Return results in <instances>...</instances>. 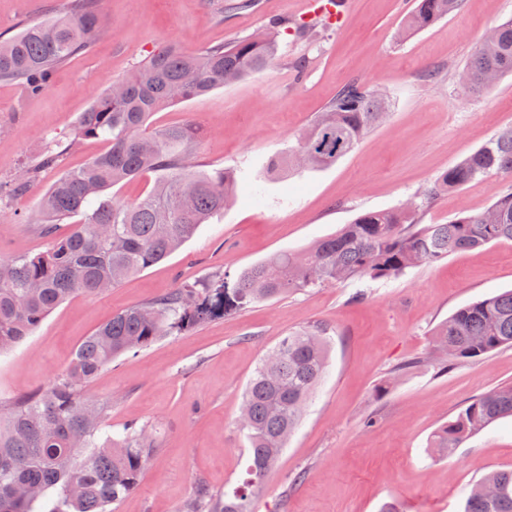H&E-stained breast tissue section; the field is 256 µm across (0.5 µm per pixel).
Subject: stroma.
<instances>
[{
    "instance_id": "35a3bbf8",
    "label": "stroma",
    "mask_w": 512,
    "mask_h": 512,
    "mask_svg": "<svg viewBox=\"0 0 512 512\" xmlns=\"http://www.w3.org/2000/svg\"><path fill=\"white\" fill-rule=\"evenodd\" d=\"M98 0L100 33L61 64L33 96L0 82V258L36 254L48 239L36 224L40 197L60 171L106 148L85 140L59 168L39 169L50 142H69L81 112L153 52L229 44L274 20H301L302 0ZM67 0H0V37L58 16ZM407 0H349L342 24L278 37L264 73L156 112L162 126L200 130L202 169L237 173L235 199L179 251L99 296L76 294L24 341L0 355V404L46 388L65 373L80 343L113 314L185 285L220 283L273 253L302 250L357 215L420 199L436 178L512 127V75L481 96L461 72L512 0H463L460 10L398 39ZM435 80H426L427 69ZM387 97L389 117L336 164L284 176L270 162L287 155L345 85ZM35 169L24 191L18 173ZM512 178L478 179L425 205L421 220L443 224L487 208ZM512 289V242L449 255L388 281L362 278L309 288L253 305L120 356L86 387L105 410L103 428L128 424L154 435L137 489L114 512H183L197 486L220 495L245 475L236 419L263 355L288 332L320 325L330 341L328 374L254 499V512H461L472 486L512 469V419L496 422L447 458L431 455L432 433L473 399L512 383V348L457 362L427 363L431 331L458 308ZM419 368L398 373L408 360Z\"/></svg>"
}]
</instances>
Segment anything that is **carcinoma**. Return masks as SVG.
Here are the masks:
<instances>
[{
	"label": "carcinoma",
	"instance_id": "obj_1",
	"mask_svg": "<svg viewBox=\"0 0 512 512\" xmlns=\"http://www.w3.org/2000/svg\"><path fill=\"white\" fill-rule=\"evenodd\" d=\"M461 5L462 0H419L399 37L432 26ZM279 27L273 21L261 37L197 53L167 45L127 78L113 82L82 113L74 138L103 139L108 148L83 168L61 173L41 198L38 214L50 237L46 250L0 259V353L32 335L71 295L99 294L165 260L224 210L235 193L234 170L199 169L193 162L191 125L157 128L149 120L166 107L271 68ZM98 30L94 0H70V9L59 16L0 39V81H16L29 94H41L56 68L87 49ZM509 74L512 18L490 29L463 72V84L480 95ZM388 109V101L369 85L346 86L271 170L335 164ZM148 173L155 175L153 188L137 201L126 203L108 193ZM496 175L512 176V128L440 175L424 200ZM420 210L411 201L364 213L306 249L277 252L244 269L231 282L184 286L112 315L82 341L66 372L50 386L0 407V512H112L138 487L151 448L145 429L131 424L118 437H101L103 408L83 395L84 387L117 357L294 291L364 277L393 279L455 252L512 241V188L496 192L485 210L446 224L420 223ZM77 216L68 234L55 235L56 225ZM431 336L433 352L444 358L443 370L450 362L512 347V291L458 309ZM328 353L326 329L314 326L289 333L263 356L237 421L248 443L246 476L219 497L198 486L186 512H253L255 491L276 466L325 377ZM510 416L512 384L500 385L439 427L430 447L440 457L449 456ZM463 512H512V470L485 476Z\"/></svg>",
	"mask_w": 512,
	"mask_h": 512
}]
</instances>
